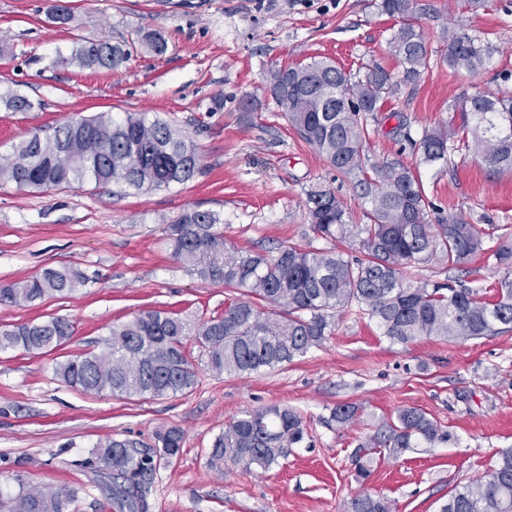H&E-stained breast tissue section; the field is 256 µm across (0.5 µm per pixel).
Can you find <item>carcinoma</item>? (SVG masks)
I'll list each match as a JSON object with an SVG mask.
<instances>
[{
    "mask_svg": "<svg viewBox=\"0 0 512 512\" xmlns=\"http://www.w3.org/2000/svg\"><path fill=\"white\" fill-rule=\"evenodd\" d=\"M380 11L400 20L390 41L402 68L396 77L379 66L347 73L331 62L313 60L281 66L266 76L268 91L288 116L297 135L338 172L353 180L360 198L370 206L366 224L349 223L344 204L329 189L306 192L312 229L325 240L358 239L360 256L344 257L335 250L283 245L269 257L229 246L219 218L192 211L168 227L173 256L199 279L242 291L224 314L189 323L164 311L144 312L112 326L98 351L58 363L56 375L67 385L95 394L133 399L186 394L198 384V365L213 374L257 373L304 356L320 346L345 314L377 321L383 336L408 344L438 337L467 341L512 331V242L502 241L491 253L503 271L493 300L464 285L413 284L407 269L440 262L466 271L485 251L486 231L461 215L433 224L417 171L400 160L368 163L367 119L381 111L398 86L415 85L430 67L433 51L417 23L414 0H380ZM52 21L74 20L70 7L54 4ZM161 55L167 42L158 33L112 44L88 41L72 54L83 68L114 70L126 62L136 45ZM495 47L463 30L448 31L443 63L452 71L477 74ZM16 112L35 107L14 91L4 96ZM448 126L423 132L414 142L424 164H451L454 153L474 148L496 172L512 171V95L462 92L449 104ZM200 155L177 127L143 114L122 119L110 113L80 117L21 141L0 160V178L20 188H55L90 179L96 185L122 184L141 191L192 180ZM80 276L69 267L48 268L28 280L0 288V304H34L47 297L71 294ZM71 323L60 316L0 328V353L22 349L51 351L72 337ZM193 339L198 361L185 349ZM358 408L338 405L336 423L355 419ZM303 414L273 405L233 418L212 443L210 466L222 463L269 469L303 442ZM449 433L428 413L404 407L378 421L367 441L358 445L355 479L370 470L363 458L380 448L393 458L419 445L448 440ZM163 455L180 452L183 433L170 428L156 435ZM133 440L107 439L94 446L79 466L103 479L118 507L148 512L147 485L153 459L139 455ZM75 492L20 486L13 495L0 493V512H68ZM349 512H393L387 498L362 491ZM440 512H512V448L501 451L489 478L476 479L448 496Z\"/></svg>",
    "mask_w": 512,
    "mask_h": 512,
    "instance_id": "obj_1",
    "label": "carcinoma"
}]
</instances>
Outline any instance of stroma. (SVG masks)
Returning a JSON list of instances; mask_svg holds the SVG:
<instances>
[{"mask_svg": "<svg viewBox=\"0 0 512 512\" xmlns=\"http://www.w3.org/2000/svg\"><path fill=\"white\" fill-rule=\"evenodd\" d=\"M74 23L51 21L52 0H0V95L16 91L35 107L0 99V157L32 134L80 117L126 112L160 118L198 147L186 184L137 192L116 184L20 189L0 181V287L66 265L82 283L34 306L0 304V325L62 316L73 336L60 350L0 354V490L20 484L76 492L69 512H114L91 473L78 467L108 438L140 442L152 456L149 512H347L360 490L388 498L396 512H439L449 492L488 476L512 448V331L465 342L439 338L401 345L376 320L344 316L321 346L251 375L200 372L185 395L122 399L66 385L58 362L102 348L112 325L146 310L203 320L234 298L173 258L166 228L187 211L215 213L227 244L275 254L281 244L326 249L306 215L307 190L335 192L354 223L365 208L352 183L300 140L265 85L281 66L314 59L355 73L398 66L389 40L397 19L379 0H68ZM431 50L444 55L446 28L491 42L477 75L445 64L390 96L369 121V159L415 167L433 218L460 213L485 228L488 246L512 241V172L492 171L473 151L450 165L420 164L413 147L446 124L461 92L512 91V0H414ZM160 33L165 54L139 49L115 70H93L71 53L89 40L113 43ZM405 122L406 133L396 131ZM359 405L336 423V405ZM277 405L300 411L309 436L268 471L209 465L211 444L235 416ZM423 409L451 435L400 458L374 455L365 483L353 454L377 421L403 407ZM176 427L178 455L154 446ZM24 467H17V460Z\"/></svg>", "mask_w": 512, "mask_h": 512, "instance_id": "35a3bbf8", "label": "stroma"}]
</instances>
